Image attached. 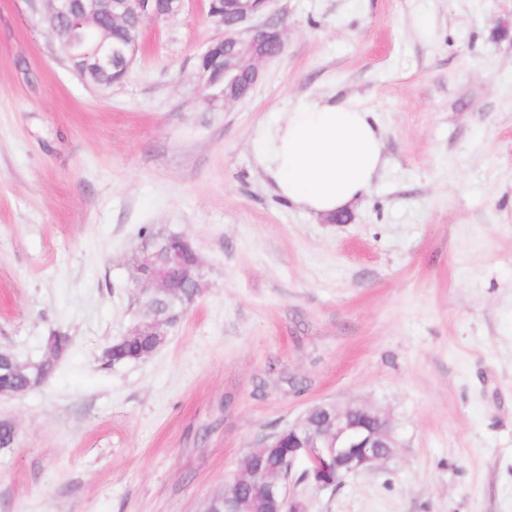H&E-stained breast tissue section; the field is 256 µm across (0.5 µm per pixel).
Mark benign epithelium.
Masks as SVG:
<instances>
[{"instance_id":"7a95c632","label":"benign epithelium","mask_w":512,"mask_h":512,"mask_svg":"<svg viewBox=\"0 0 512 512\" xmlns=\"http://www.w3.org/2000/svg\"><path fill=\"white\" fill-rule=\"evenodd\" d=\"M271 0H224L223 13L228 20L221 21L222 35L204 52L206 56L224 55L219 70L206 63L198 65L199 78L204 89L211 91L209 98L226 104L241 100L239 80L246 76L252 83L260 78L259 65L281 53L284 47V29L268 22L247 25L262 14ZM44 17L51 19L53 31L63 38L71 27L93 29L99 14L107 12L112 19L127 17L152 19L159 17L156 0H43ZM139 44L125 47L112 45V35L105 32L95 41L91 54H76L69 58L72 67L85 78L109 87V73L115 68H129L138 52ZM224 75V87L217 88L216 73ZM200 256L183 236H161L140 248L134 257L133 281L139 296L145 298L166 293L175 288H202ZM145 334L153 337L155 347L167 342L168 321L153 312H146L129 335ZM288 442V462L265 468L255 473L236 470L224 483L226 512H243L246 499L233 493L241 485L249 489V496L270 501L273 512H304L301 501L290 493V477L301 468L318 473L322 481L318 488L338 485L345 477L374 468L394 455L396 441L388 421L374 408L360 403L339 407L323 403L283 431L280 439L269 435L261 438L252 452L264 455L270 448H280Z\"/></svg>"}]
</instances>
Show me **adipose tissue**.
<instances>
[{
  "instance_id": "obj_1",
  "label": "adipose tissue",
  "mask_w": 512,
  "mask_h": 512,
  "mask_svg": "<svg viewBox=\"0 0 512 512\" xmlns=\"http://www.w3.org/2000/svg\"><path fill=\"white\" fill-rule=\"evenodd\" d=\"M254 141L277 196L324 216L364 196L383 165L376 119L350 100L299 99Z\"/></svg>"
}]
</instances>
